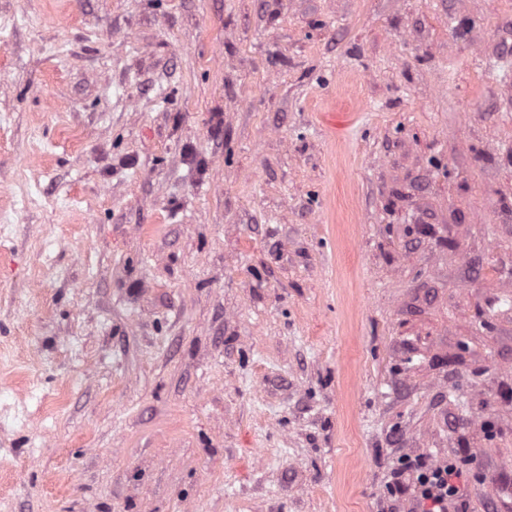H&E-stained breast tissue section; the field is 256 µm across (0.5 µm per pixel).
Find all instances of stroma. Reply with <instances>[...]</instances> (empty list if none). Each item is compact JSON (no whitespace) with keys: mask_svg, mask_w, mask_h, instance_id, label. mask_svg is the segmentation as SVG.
<instances>
[{"mask_svg":"<svg viewBox=\"0 0 512 512\" xmlns=\"http://www.w3.org/2000/svg\"><path fill=\"white\" fill-rule=\"evenodd\" d=\"M512 0H0V512H512ZM405 475L409 476L408 486L402 481ZM462 475L459 458L429 463L423 456H407L394 469L389 489L394 496L410 491L409 512H465L467 504L465 486L460 481Z\"/></svg>","mask_w":512,"mask_h":512,"instance_id":"stroma-1","label":"stroma"}]
</instances>
